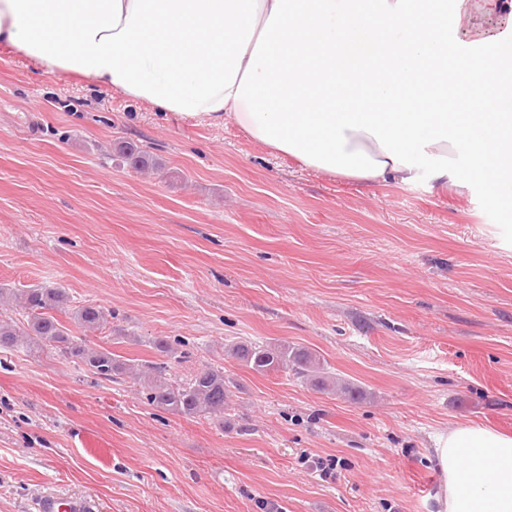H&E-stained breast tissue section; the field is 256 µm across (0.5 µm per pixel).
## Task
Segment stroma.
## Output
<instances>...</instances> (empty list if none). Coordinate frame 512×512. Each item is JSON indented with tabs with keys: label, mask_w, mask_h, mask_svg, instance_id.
Masks as SVG:
<instances>
[{
	"label": "stroma",
	"mask_w": 512,
	"mask_h": 512,
	"mask_svg": "<svg viewBox=\"0 0 512 512\" xmlns=\"http://www.w3.org/2000/svg\"><path fill=\"white\" fill-rule=\"evenodd\" d=\"M156 169L133 171L114 143ZM482 190L366 185L0 54V289L112 312L82 334L181 383L231 382L223 419L149 406L49 348L0 349V512H436L431 437L512 434V230ZM183 352L168 361L155 342ZM316 350L366 398L258 374L237 341ZM107 444L101 459L82 447ZM334 462L331 474L317 459ZM122 163L127 167L139 171L146 170L149 167L156 169L157 162L141 146L133 142H121L116 147ZM35 512H92L89 502L82 499H62L53 495H44L35 503Z\"/></svg>",
	"instance_id": "1"
}]
</instances>
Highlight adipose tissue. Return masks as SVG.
Masks as SVG:
<instances>
[{
    "label": "adipose tissue",
    "mask_w": 512,
    "mask_h": 512,
    "mask_svg": "<svg viewBox=\"0 0 512 512\" xmlns=\"http://www.w3.org/2000/svg\"><path fill=\"white\" fill-rule=\"evenodd\" d=\"M0 0V52L355 182L479 185L512 220V0ZM438 512H512V436L433 437ZM474 1L470 13L468 28L476 31L495 32L506 25V19L497 12H493L491 7L484 0Z\"/></svg>",
    "instance_id": "obj_1"
}]
</instances>
